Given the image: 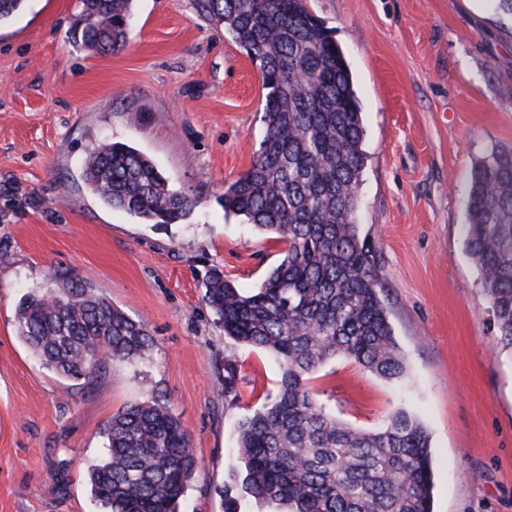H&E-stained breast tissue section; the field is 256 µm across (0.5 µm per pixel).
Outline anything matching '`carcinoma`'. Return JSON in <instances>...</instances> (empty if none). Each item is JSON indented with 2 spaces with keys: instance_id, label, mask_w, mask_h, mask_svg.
Masks as SVG:
<instances>
[{
  "instance_id": "cac0c4a2",
  "label": "carcinoma",
  "mask_w": 512,
  "mask_h": 512,
  "mask_svg": "<svg viewBox=\"0 0 512 512\" xmlns=\"http://www.w3.org/2000/svg\"><path fill=\"white\" fill-rule=\"evenodd\" d=\"M204 16L242 48L262 77L265 134L250 169L224 187V212L284 244L252 293L214 270L204 301L224 335L274 354L279 392L237 426L238 454L224 484V512L249 501L276 512H432L431 439L409 412L366 432L326 410L309 376L344 356L386 380L406 366L380 296L375 245L360 238L358 190L364 129L350 68L305 0H199ZM133 0H80L70 42L105 53L128 42ZM85 181L104 204L145 224L186 220L197 201L173 190L135 148L91 149ZM465 241L512 352V147L477 161ZM25 295L17 335L64 379L142 357L152 339L88 280L59 275ZM238 361L224 358V397L235 399ZM105 454L88 470L103 512H178L197 469L187 431L160 398L135 401L103 428Z\"/></svg>"
}]
</instances>
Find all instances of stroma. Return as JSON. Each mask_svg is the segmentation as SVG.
<instances>
[{
	"instance_id": "35a3bbf8",
	"label": "stroma",
	"mask_w": 512,
	"mask_h": 512,
	"mask_svg": "<svg viewBox=\"0 0 512 512\" xmlns=\"http://www.w3.org/2000/svg\"><path fill=\"white\" fill-rule=\"evenodd\" d=\"M78 0H24L0 23V512H101L88 467L103 424L165 400L198 468L179 512H224L237 425L275 397L281 368L224 335L205 305L211 269L257 288L280 244L224 212L265 132L258 69L197 0H136L127 45L72 46ZM353 75L366 154L359 233L407 372L388 381L339 356L316 398L365 431L408 410L431 436L433 512H512V353L466 252L475 162L512 146V22L488 0H306ZM125 142L198 201L177 224H145L84 180L88 150ZM67 272L147 322L151 349L92 380L46 369L19 338L29 292ZM238 359L237 399L224 358Z\"/></svg>"
}]
</instances>
